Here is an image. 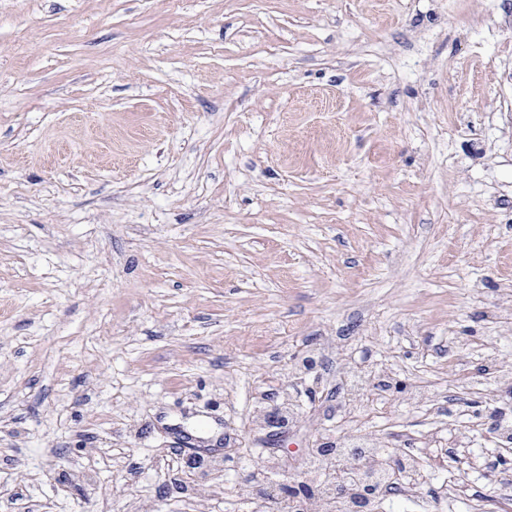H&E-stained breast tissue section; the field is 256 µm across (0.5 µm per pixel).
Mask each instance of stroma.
<instances>
[{
    "mask_svg": "<svg viewBox=\"0 0 512 512\" xmlns=\"http://www.w3.org/2000/svg\"><path fill=\"white\" fill-rule=\"evenodd\" d=\"M494 369L512 0H0V512H248L471 418L506 499Z\"/></svg>",
    "mask_w": 512,
    "mask_h": 512,
    "instance_id": "35a3bbf8",
    "label": "stroma"
}]
</instances>
